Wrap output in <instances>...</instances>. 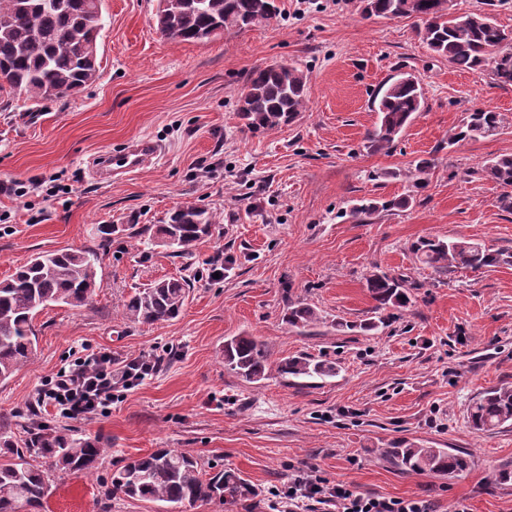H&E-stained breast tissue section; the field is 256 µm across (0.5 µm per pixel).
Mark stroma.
<instances>
[{"mask_svg":"<svg viewBox=\"0 0 512 512\" xmlns=\"http://www.w3.org/2000/svg\"><path fill=\"white\" fill-rule=\"evenodd\" d=\"M269 26L195 43L166 41L156 0H105L99 77L73 95L34 103L0 92V180H53L66 194L24 202L0 195V281L30 258L95 246L114 226L86 306H50L33 320L37 356L0 382V435L23 439L33 421L97 436L107 452L92 476L57 473L42 512H161L160 503L110 498L114 472L157 448L195 457L204 476L231 471L254 495L184 512H272L271 492L316 469L380 498L419 499L431 512H512V425L470 428L466 411L494 385H512V265L436 273L413 243L471 239L512 253V211L485 180L484 163L512 156V85L456 69L426 48L412 18H363L360 0H277ZM276 63L307 77V108L269 132L248 129L238 98L251 70ZM402 69L422 80L425 108L394 148L372 152L371 102ZM498 112L497 134L449 144L467 112ZM147 137L162 155L131 176L95 180L90 158ZM432 163L426 188L418 160ZM412 195L410 206L355 219L351 204ZM216 216L218 232L191 255L172 256L150 225L182 202ZM224 265L220 280L212 261ZM382 269L405 279L411 302L363 331L374 302L365 277ZM193 270L183 312L157 325L129 322L134 289ZM323 316L289 327V304ZM262 341L271 360L335 362V377L271 374L249 383L224 367L225 339ZM121 362L158 358L141 385L116 392L109 414L64 422L34 403L45 377L97 351ZM409 440L465 455L453 477L397 468L382 454Z\"/></svg>","mask_w":512,"mask_h":512,"instance_id":"obj_1","label":"stroma"}]
</instances>
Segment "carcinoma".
<instances>
[{"mask_svg": "<svg viewBox=\"0 0 512 512\" xmlns=\"http://www.w3.org/2000/svg\"><path fill=\"white\" fill-rule=\"evenodd\" d=\"M452 0H362L366 17H414L418 35L427 47L448 63L475 73L490 71L493 80L512 84V31L502 29L484 13L456 15ZM93 0H0V91L24 93L38 103L71 95L98 78V54L88 47L99 32L85 24ZM273 0H166L155 16L157 30L174 43L196 42L217 29L219 33L268 26L277 18ZM306 75L293 65H270L252 71L239 98L241 117L255 130H275L295 121L306 107ZM380 121L369 134V148L389 151L424 106L420 80L411 74L389 78L372 101ZM499 114L477 108L468 113L448 145L488 137L499 129ZM501 193L498 204L512 211V156L496 157L482 168ZM410 196L378 203L363 200L350 209L354 218L379 209L405 208ZM215 215L193 201L168 212L155 225L152 239L181 257L201 240L213 236ZM417 260L436 273L479 270L512 264V253L492 251L474 240L422 239L413 245ZM100 253L91 248L39 255L16 268L0 282V382L30 364L37 353L34 316L50 304L72 308L89 302L97 287ZM376 312L407 306L404 279L378 268L365 279ZM193 284L185 277H168L137 288L124 303L125 317L154 325L177 318ZM322 321L313 306H288L286 323L305 328ZM224 367L249 382H259L275 371L282 376L331 378L336 363L311 357L286 358L273 364L263 342L246 334L224 341ZM467 421L476 431L490 432L512 425V387L489 388L467 407ZM17 442L0 440V512H35L43 507L57 471L93 474L106 453L98 437H78L68 429L47 432L31 428ZM384 455L406 472L452 476L464 471L467 460L445 448H424L398 442ZM108 494L114 498L150 500L170 505L218 499L233 502L253 494L245 480L224 472L205 479L198 461L172 448H156L133 458L112 475Z\"/></svg>", "mask_w": 512, "mask_h": 512, "instance_id": "cac0c4a2", "label": "carcinoma"}]
</instances>
